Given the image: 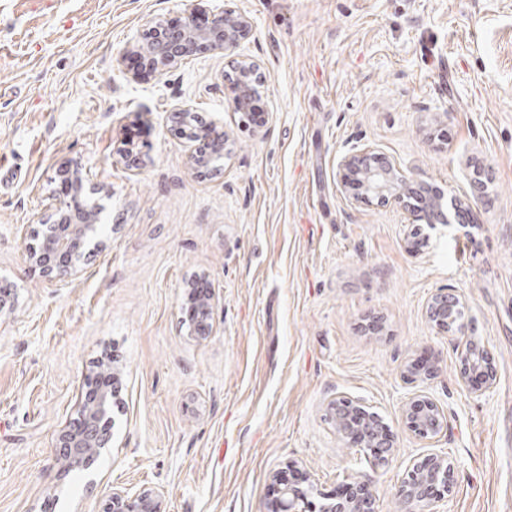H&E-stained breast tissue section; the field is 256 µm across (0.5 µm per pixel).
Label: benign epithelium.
<instances>
[{
    "label": "benign epithelium",
    "instance_id": "benign-epithelium-1",
    "mask_svg": "<svg viewBox=\"0 0 512 512\" xmlns=\"http://www.w3.org/2000/svg\"><path fill=\"white\" fill-rule=\"evenodd\" d=\"M150 31L154 39L144 46H132V51L143 57L149 68L162 73L185 60L191 44L196 42H206L224 53L239 48L251 37L252 24L245 14L226 8L215 16V23L209 29L197 28L191 13L178 30L171 31L157 23L150 27ZM256 67L254 61L244 58L236 70L245 93L235 100L241 110L246 107V94L254 91L247 78L255 74ZM339 166L355 176L362 190L361 199L365 201L396 204L410 212L417 221L433 208V200L414 196V192H423L429 186L424 182L398 178L393 163L385 156L370 151L349 153L341 158ZM61 174L72 179L73 196L59 201L56 220L46 225L38 247L30 252L29 260L48 280L67 282L77 276L82 264L105 252L109 241L101 232L103 207L91 198L96 189H86L77 167H66ZM213 299L210 292L201 300L186 296L185 304L190 306L187 320L191 335L198 338L211 335ZM462 309L463 302L457 295L440 292L427 304L426 317L434 326L450 333L454 347L461 355L460 382L472 387L478 379L482 387L489 388L494 379L488 371V349L472 338L455 335L452 330L456 313ZM435 371L433 364L414 361L404 371V378L425 382ZM118 377L117 369L98 370L84 377L78 395L77 417L61 430L57 438L59 463L64 471H70L75 465L88 469L100 450L112 444V435L105 422L112 411V380ZM328 407L333 412L341 437L356 441L365 455L380 465L392 460L394 436L362 402L338 393L330 398ZM403 418L406 428L421 441L434 440L448 427L437 401L424 389L408 399ZM313 490L312 484L306 490L286 484L281 488L278 499L270 504L268 512H310L309 495ZM452 490L451 466L447 457L435 452L420 460L415 459L408 466L400 489L402 512H437L438 503ZM103 512H161L159 494L152 489H143L131 496L126 491L114 489ZM322 512H378L377 500L367 480L358 478L350 484L346 496L334 498Z\"/></svg>",
    "mask_w": 512,
    "mask_h": 512
}]
</instances>
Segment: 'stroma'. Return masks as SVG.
I'll list each match as a JSON object with an SVG mask.
<instances>
[{
	"mask_svg": "<svg viewBox=\"0 0 512 512\" xmlns=\"http://www.w3.org/2000/svg\"><path fill=\"white\" fill-rule=\"evenodd\" d=\"M253 31L263 120L250 125L203 45L168 72L132 68L148 21L192 0H0V512H102L113 490L159 492L162 512H265L272 472L313 477V507L368 480L400 512L411 460L453 469L440 512H512V0H203ZM223 130L224 166L198 170L173 114ZM140 126L143 143L125 133ZM370 149L407 179L457 197L463 220L413 227L358 201L338 166ZM106 193L109 248L72 281L28 261L60 198L59 167ZM215 292L214 333L189 336L190 278ZM452 289L467 336L492 356L491 388L458 382L460 357L427 320ZM120 372L112 445L63 472L56 438L102 354ZM448 431L403 421L410 362ZM343 391L396 439L374 465L327 407Z\"/></svg>",
	"mask_w": 512,
	"mask_h": 512,
	"instance_id": "obj_1",
	"label": "stroma"
}]
</instances>
